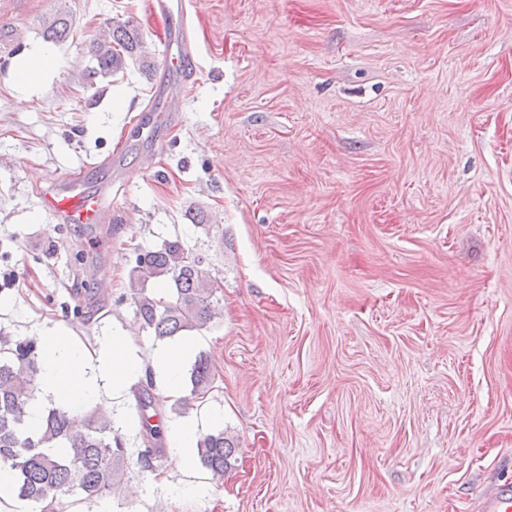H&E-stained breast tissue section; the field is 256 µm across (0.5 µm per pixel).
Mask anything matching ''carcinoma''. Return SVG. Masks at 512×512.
I'll list each match as a JSON object with an SVG mask.
<instances>
[{
	"mask_svg": "<svg viewBox=\"0 0 512 512\" xmlns=\"http://www.w3.org/2000/svg\"><path fill=\"white\" fill-rule=\"evenodd\" d=\"M71 24L67 16L56 15L45 23L44 38L53 43L67 41ZM142 37L130 21L112 24L108 32L90 44L95 66L90 74L114 75L126 68L127 61L139 63L145 72L154 64L141 55ZM135 263L129 271L135 315L155 339L164 340L178 333L201 327L218 312L217 287L202 268V257L176 236L160 246L134 248ZM173 285L169 300L156 298L148 282ZM37 344L33 340L11 343L0 358V465L14 477L12 492L26 512H65L68 500L93 502L124 478L128 458L121 436L112 420L88 409L73 413L51 406L43 412L36 429L27 424V408L40 378ZM214 372L208 358L201 356L192 365L191 390L183 397L188 407L211 389ZM134 397L148 448L141 461L150 467L158 431L148 421L154 408L150 386L135 389ZM200 462L216 477L232 467L237 444L219 430L203 435L197 443Z\"/></svg>",
	"mask_w": 512,
	"mask_h": 512,
	"instance_id": "obj_1",
	"label": "carcinoma"
}]
</instances>
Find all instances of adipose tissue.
<instances>
[{
    "mask_svg": "<svg viewBox=\"0 0 512 512\" xmlns=\"http://www.w3.org/2000/svg\"><path fill=\"white\" fill-rule=\"evenodd\" d=\"M194 346V341L189 340L154 353L152 361L165 395L179 393L183 360ZM92 370L108 379L113 393L119 394L141 376L143 360L133 351L130 337L123 335L93 350L75 345L64 336L45 337L41 356L42 392L56 397L74 412L100 406L97 386L88 376Z\"/></svg>",
    "mask_w": 512,
    "mask_h": 512,
    "instance_id": "ef3b65f1",
    "label": "adipose tissue"
}]
</instances>
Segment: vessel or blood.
<instances>
[{
    "instance_id": "vessel-or-blood-1",
    "label": "vessel or blood",
    "mask_w": 512,
    "mask_h": 512,
    "mask_svg": "<svg viewBox=\"0 0 512 512\" xmlns=\"http://www.w3.org/2000/svg\"><path fill=\"white\" fill-rule=\"evenodd\" d=\"M176 53L166 55L162 69L175 77L189 72L194 63V49L181 29H174ZM108 186L105 182L90 184L84 173L71 174L45 197L48 212L65 224H97L102 220ZM474 512H512V483L492 488L476 499Z\"/></svg>"
}]
</instances>
